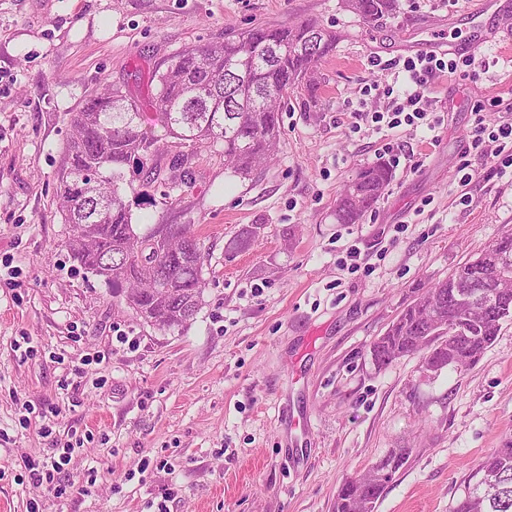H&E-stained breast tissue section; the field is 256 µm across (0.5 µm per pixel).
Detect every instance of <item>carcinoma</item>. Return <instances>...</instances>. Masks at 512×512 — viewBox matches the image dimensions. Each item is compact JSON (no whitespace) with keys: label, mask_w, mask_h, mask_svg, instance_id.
<instances>
[{"label":"carcinoma","mask_w":512,"mask_h":512,"mask_svg":"<svg viewBox=\"0 0 512 512\" xmlns=\"http://www.w3.org/2000/svg\"><path fill=\"white\" fill-rule=\"evenodd\" d=\"M345 10L375 25L397 19L401 0H342ZM337 31L314 19L277 27L257 25L235 32L224 42L177 52L157 71L151 110L122 90L104 84L72 113L73 136L67 144L70 166L58 178L62 222L69 225L67 246L91 274L103 278L112 294L160 330L184 327L198 312L206 286L204 256L189 224H155L137 232L121 191L125 170H144L167 145L155 134L160 127L175 144L197 152L222 146L224 165L247 178L273 159L280 142L282 112L295 95L304 111L317 106L318 64L331 56ZM109 180H96L93 163ZM393 176L390 165L377 162L348 181L336 201V221L358 224L372 211ZM497 255L512 257V234L482 250L430 292L448 301L434 327L422 326L424 293L408 304L370 346L373 362L392 360L428 349L425 365L441 370L466 358L475 365L512 320V285L497 287L506 272ZM112 261V275L101 260ZM486 291L478 322L455 303L464 286ZM410 448H394L377 464L378 481L366 491L377 507L394 475L409 461ZM350 480L342 485L332 512H360ZM453 512H512V438L487 456L471 475Z\"/></svg>","instance_id":"obj_1"}]
</instances>
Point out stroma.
I'll list each match as a JSON object with an SVG mask.
<instances>
[{
    "label": "stroma",
    "instance_id": "stroma-1",
    "mask_svg": "<svg viewBox=\"0 0 512 512\" xmlns=\"http://www.w3.org/2000/svg\"><path fill=\"white\" fill-rule=\"evenodd\" d=\"M474 0H403L398 21L363 24L342 0H0V512H331L339 488L395 448L411 449L377 512H452L477 465L512 437V321L467 370L428 371L417 353L380 367L369 346L399 312L512 233V168L461 188L475 111L512 104V21ZM314 18L341 32L317 68L316 111L289 100L275 159L251 179L198 151L190 187L127 174L138 230L193 225L203 304L161 331L119 304L67 246L56 189L71 114L102 82L149 98L154 70L225 30ZM479 43L490 63L430 86L442 123H356L382 109L370 84L399 86L417 45ZM408 156L362 223L336 200L385 144ZM467 204H460V194ZM258 226L248 251L230 241ZM358 248V268L347 253ZM73 444L63 497L29 461Z\"/></svg>",
    "mask_w": 512,
    "mask_h": 512
}]
</instances>
